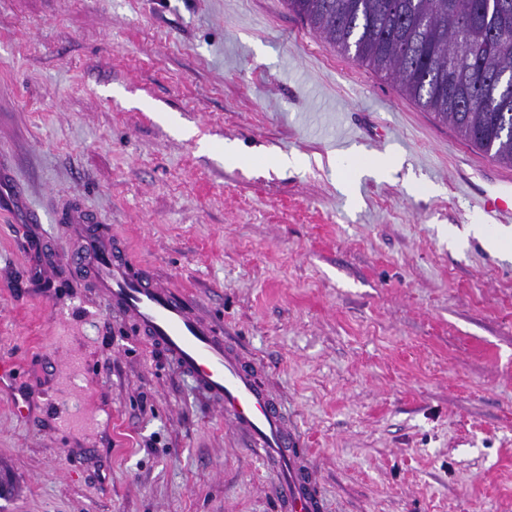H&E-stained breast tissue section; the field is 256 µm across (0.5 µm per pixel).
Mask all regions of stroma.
<instances>
[{"instance_id":"stroma-1","label":"stroma","mask_w":512,"mask_h":512,"mask_svg":"<svg viewBox=\"0 0 512 512\" xmlns=\"http://www.w3.org/2000/svg\"><path fill=\"white\" fill-rule=\"evenodd\" d=\"M356 154L393 167L343 189ZM0 157V512H278L219 408L29 251L74 205L259 365L326 512H512L504 167L284 0H0Z\"/></svg>"}]
</instances>
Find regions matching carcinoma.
Listing matches in <instances>:
<instances>
[{
  "mask_svg": "<svg viewBox=\"0 0 512 512\" xmlns=\"http://www.w3.org/2000/svg\"><path fill=\"white\" fill-rule=\"evenodd\" d=\"M310 29L391 77L472 147L512 167V0H285Z\"/></svg>",
  "mask_w": 512,
  "mask_h": 512,
  "instance_id": "cac0c4a2",
  "label": "carcinoma"
}]
</instances>
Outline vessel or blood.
<instances>
[{
  "mask_svg": "<svg viewBox=\"0 0 512 512\" xmlns=\"http://www.w3.org/2000/svg\"><path fill=\"white\" fill-rule=\"evenodd\" d=\"M65 220L80 238V250L71 258L76 269L89 274L108 307L135 323L244 435L276 479L281 512H322L314 474L301 455L300 433L239 347L224 338L189 293L160 282L145 262L91 226L81 208L71 209Z\"/></svg>",
  "mask_w": 512,
  "mask_h": 512,
  "instance_id": "1",
  "label": "vessel or blood"
}]
</instances>
